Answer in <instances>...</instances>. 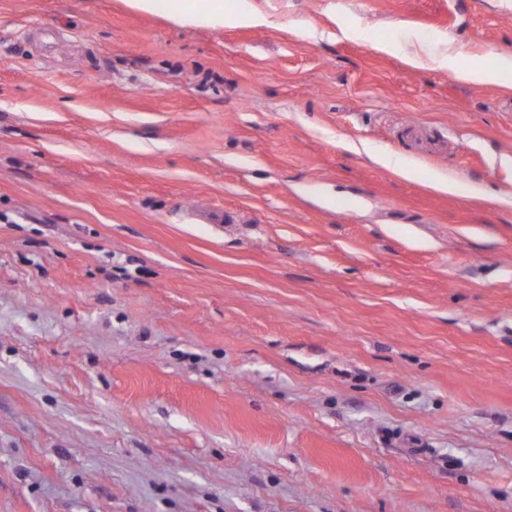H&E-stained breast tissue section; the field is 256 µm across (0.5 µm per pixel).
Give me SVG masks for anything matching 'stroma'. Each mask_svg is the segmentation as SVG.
Wrapping results in <instances>:
<instances>
[{"label": "stroma", "instance_id": "obj_1", "mask_svg": "<svg viewBox=\"0 0 512 512\" xmlns=\"http://www.w3.org/2000/svg\"><path fill=\"white\" fill-rule=\"evenodd\" d=\"M242 6L0 0V512H512V0ZM177 12L181 16L194 19L197 22H208L214 19L224 21L223 0H186ZM511 70V63L501 60L493 66L469 63L457 69V75L461 79L471 82H499L504 71Z\"/></svg>", "mask_w": 512, "mask_h": 512}]
</instances>
